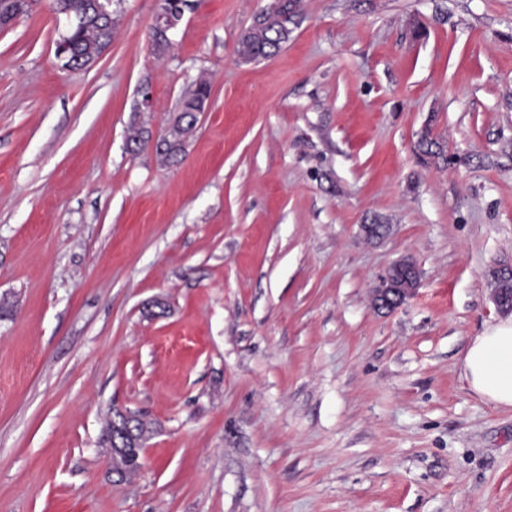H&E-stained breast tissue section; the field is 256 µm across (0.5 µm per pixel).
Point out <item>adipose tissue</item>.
Returning a JSON list of instances; mask_svg holds the SVG:
<instances>
[{"mask_svg": "<svg viewBox=\"0 0 512 512\" xmlns=\"http://www.w3.org/2000/svg\"><path fill=\"white\" fill-rule=\"evenodd\" d=\"M462 367L470 390L482 400L512 408V318L489 325L467 344Z\"/></svg>", "mask_w": 512, "mask_h": 512, "instance_id": "ef3b65f1", "label": "adipose tissue"}]
</instances>
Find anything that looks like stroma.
<instances>
[{
    "label": "stroma",
    "mask_w": 512,
    "mask_h": 512,
    "mask_svg": "<svg viewBox=\"0 0 512 512\" xmlns=\"http://www.w3.org/2000/svg\"><path fill=\"white\" fill-rule=\"evenodd\" d=\"M269 2L194 0L160 56L112 0L84 69L50 0L0 30V512H512V409L459 363L512 262V0H301L243 62ZM202 76L177 160L131 156ZM116 409L153 424L120 485ZM298 2L275 0L271 8L259 11L239 38V58L244 62L268 58L288 43L291 34L302 21ZM417 156L424 164H428L432 159L445 157L444 145L432 136L430 129H427L418 140ZM420 273L410 260L395 263L375 289L374 305L378 310H393L418 288Z\"/></svg>",
    "instance_id": "obj_1"
}]
</instances>
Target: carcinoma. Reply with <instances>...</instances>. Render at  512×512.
<instances>
[{
	"label": "carcinoma",
	"instance_id": "cac0c4a2",
	"mask_svg": "<svg viewBox=\"0 0 512 512\" xmlns=\"http://www.w3.org/2000/svg\"><path fill=\"white\" fill-rule=\"evenodd\" d=\"M34 0H0V28L30 11ZM53 10L65 17L80 18L82 23L66 30L63 40L69 45V60L86 62L98 57L112 41L114 20L99 11L98 0H52ZM298 0H275L271 8L256 14L252 24L241 34L237 54L244 62H254L277 53L288 43L301 24ZM210 86L205 81L195 84L181 98L172 124L170 137L159 140L156 154L164 160L182 150V140L193 130L192 112L206 105ZM417 156L427 164L445 157L444 145L426 130L417 143Z\"/></svg>",
	"mask_w": 512,
	"mask_h": 512
}]
</instances>
